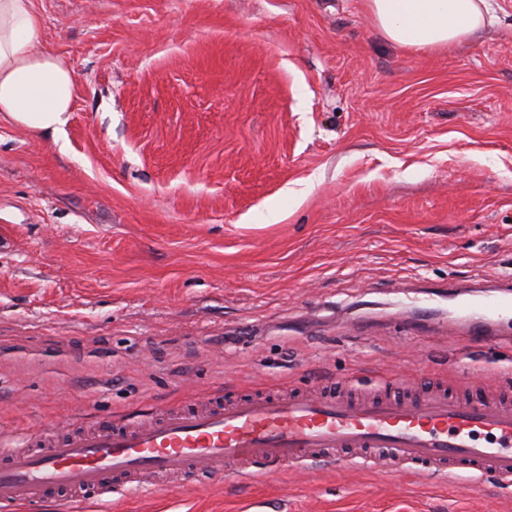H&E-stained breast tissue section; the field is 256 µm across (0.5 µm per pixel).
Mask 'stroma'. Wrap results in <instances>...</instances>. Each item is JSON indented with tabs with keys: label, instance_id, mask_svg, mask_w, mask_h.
<instances>
[{
	"label": "stroma",
	"instance_id": "1",
	"mask_svg": "<svg viewBox=\"0 0 512 512\" xmlns=\"http://www.w3.org/2000/svg\"><path fill=\"white\" fill-rule=\"evenodd\" d=\"M461 45L365 0H35L61 137L0 119V441L276 384L512 386V346L397 307L512 278V0ZM38 512H512L369 464Z\"/></svg>",
	"mask_w": 512,
	"mask_h": 512
}]
</instances>
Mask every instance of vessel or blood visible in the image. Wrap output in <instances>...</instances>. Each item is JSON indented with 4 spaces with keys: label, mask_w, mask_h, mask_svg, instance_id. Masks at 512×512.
<instances>
[{
    "label": "vessel or blood",
    "mask_w": 512,
    "mask_h": 512,
    "mask_svg": "<svg viewBox=\"0 0 512 512\" xmlns=\"http://www.w3.org/2000/svg\"><path fill=\"white\" fill-rule=\"evenodd\" d=\"M488 309L512 311V280L494 278ZM480 343L498 341L494 320L462 323ZM413 397L391 391L352 396L319 389L242 395L208 404L156 405L131 421L109 419L57 436L39 429L18 448H0V512L64 497L84 502L167 479L266 478L283 466H354L385 453V466L416 467L457 480L512 484V396L458 381Z\"/></svg>",
    "instance_id": "b4317fda"
}]
</instances>
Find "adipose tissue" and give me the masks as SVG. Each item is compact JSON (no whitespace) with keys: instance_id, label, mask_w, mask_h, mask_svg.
Returning a JSON list of instances; mask_svg holds the SVG:
<instances>
[{"instance_id":"ef3b65f1","label":"adipose tissue","mask_w":512,"mask_h":512,"mask_svg":"<svg viewBox=\"0 0 512 512\" xmlns=\"http://www.w3.org/2000/svg\"><path fill=\"white\" fill-rule=\"evenodd\" d=\"M391 42L425 49L462 44L495 19L493 0H366ZM70 66L43 44L35 0H0V115L41 133L63 132L72 107Z\"/></svg>"}]
</instances>
